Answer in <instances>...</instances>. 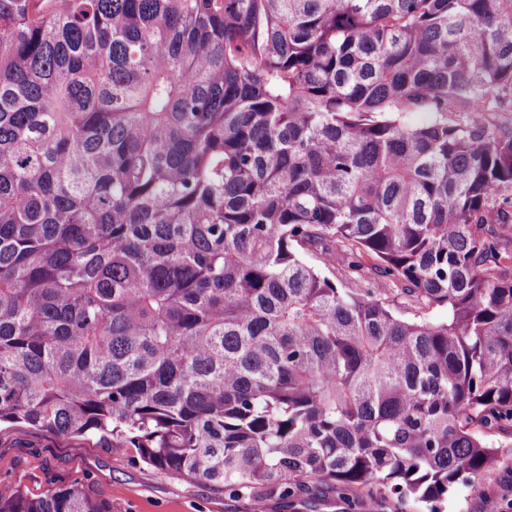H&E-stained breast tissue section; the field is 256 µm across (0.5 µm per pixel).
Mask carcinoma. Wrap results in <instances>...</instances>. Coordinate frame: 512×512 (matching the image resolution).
I'll list each match as a JSON object with an SVG mask.
<instances>
[{
    "instance_id": "cac0c4a2",
    "label": "carcinoma",
    "mask_w": 512,
    "mask_h": 512,
    "mask_svg": "<svg viewBox=\"0 0 512 512\" xmlns=\"http://www.w3.org/2000/svg\"><path fill=\"white\" fill-rule=\"evenodd\" d=\"M498 112L512 0H0V423L232 496L481 477L470 426L512 422ZM301 258L311 266L317 268L323 276L328 277L336 283L339 288H356L352 283L346 281L339 273L336 266L325 260L324 257L315 252L301 251ZM384 297L390 310L403 319L438 322L446 316L442 308L417 304L410 300L411 297L400 294L396 289L387 291Z\"/></svg>"
}]
</instances>
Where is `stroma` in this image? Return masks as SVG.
Listing matches in <instances>:
<instances>
[{
    "mask_svg": "<svg viewBox=\"0 0 512 512\" xmlns=\"http://www.w3.org/2000/svg\"><path fill=\"white\" fill-rule=\"evenodd\" d=\"M480 439L503 447L497 465L474 484H457L438 512H482L485 497L512 500V426L473 425ZM78 484L112 512H253L251 498L214 493L208 486L162 472L135 460L131 453L100 447L95 439L61 438L24 423L0 426V485L38 498L47 491ZM265 512H385L362 499L351 506L336 491L319 489L288 500L273 498Z\"/></svg>",
    "mask_w": 512,
    "mask_h": 512,
    "instance_id": "35a3bbf8",
    "label": "stroma"
}]
</instances>
